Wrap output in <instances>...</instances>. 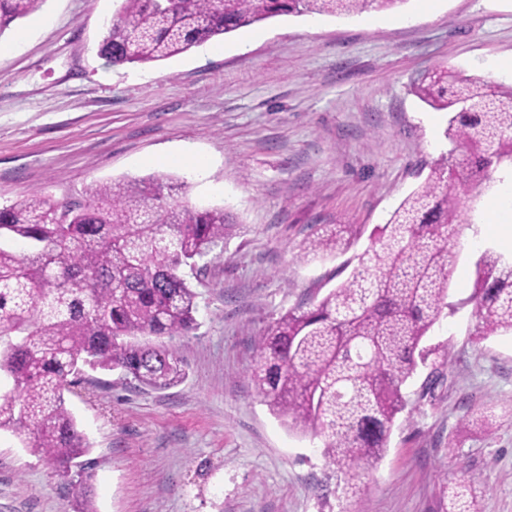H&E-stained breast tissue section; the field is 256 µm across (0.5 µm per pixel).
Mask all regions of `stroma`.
Wrapping results in <instances>:
<instances>
[{"instance_id": "stroma-1", "label": "stroma", "mask_w": 512, "mask_h": 512, "mask_svg": "<svg viewBox=\"0 0 512 512\" xmlns=\"http://www.w3.org/2000/svg\"><path fill=\"white\" fill-rule=\"evenodd\" d=\"M120 0H44L0 40V206L30 192L82 198L94 182L161 173L185 201L223 208L238 229L181 273L198 326L174 338L186 379L155 390L121 370H86L66 405L91 445L96 512H441L444 486L475 481L479 512H512V335L474 342L466 303L493 235L489 200L464 209L447 302L424 344L425 364L387 451L349 477L321 453L323 437L289 431L248 378L253 342L282 314L345 281L376 226L448 153L447 113L417 95L438 66L512 84V0H408L359 16L289 15L262 40L222 53L200 46L144 65L98 53ZM50 26H43L44 17ZM181 143L209 161L150 165ZM352 225L349 249L304 254L316 231ZM493 408L487 432L463 417ZM0 512H70L69 491L44 458L0 435Z\"/></svg>"}]
</instances>
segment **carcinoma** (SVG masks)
<instances>
[{"label":"carcinoma","mask_w":512,"mask_h":512,"mask_svg":"<svg viewBox=\"0 0 512 512\" xmlns=\"http://www.w3.org/2000/svg\"><path fill=\"white\" fill-rule=\"evenodd\" d=\"M43 0H0V34ZM407 0H121L98 46L113 66L157 62L287 15L350 16ZM416 90L451 113L453 149L378 228V245L308 309H292L255 340L250 379L288 428L325 438L326 463L347 474L385 452L402 386L433 349L423 345L447 306L451 243L465 202L512 167V85L435 68ZM166 175L90 185L81 201L40 191L0 207V432L46 458L68 482L76 512H95L92 474L73 463L91 445L65 405L83 369H120L167 389L186 371L176 352L145 336L196 329L197 293L180 272L236 227L223 208L176 199ZM351 225L315 233V257L351 246ZM475 341L512 334V257L484 251L468 298ZM471 479L444 512H476Z\"/></svg>","instance_id":"carcinoma-1"}]
</instances>
